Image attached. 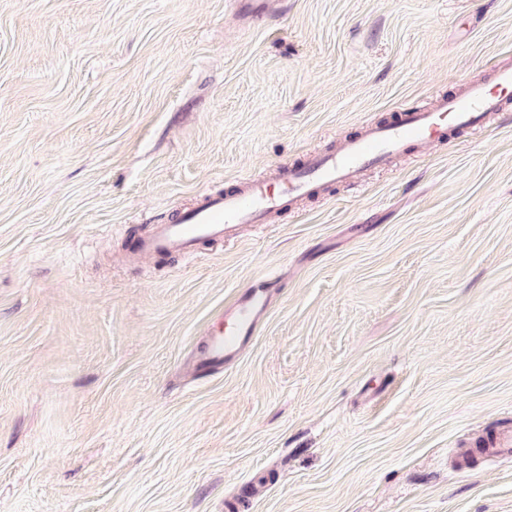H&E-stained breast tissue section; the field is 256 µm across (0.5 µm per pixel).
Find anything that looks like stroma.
<instances>
[{"label":"stroma","instance_id":"35a3bbf8","mask_svg":"<svg viewBox=\"0 0 512 512\" xmlns=\"http://www.w3.org/2000/svg\"><path fill=\"white\" fill-rule=\"evenodd\" d=\"M508 58L512 0H0V512H512L476 450L512 433V118L194 255L131 247ZM239 5V10L250 19L264 21L268 17L278 13L281 9L279 0H234ZM270 311V300L262 290L240 297L224 310V328L212 334L197 356L196 365L218 369L232 365L256 335Z\"/></svg>","mask_w":512,"mask_h":512}]
</instances>
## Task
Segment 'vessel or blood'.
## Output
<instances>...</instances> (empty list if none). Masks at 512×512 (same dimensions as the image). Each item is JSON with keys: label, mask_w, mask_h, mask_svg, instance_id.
<instances>
[{"label": "vessel or blood", "mask_w": 512, "mask_h": 512, "mask_svg": "<svg viewBox=\"0 0 512 512\" xmlns=\"http://www.w3.org/2000/svg\"><path fill=\"white\" fill-rule=\"evenodd\" d=\"M240 12L264 20L278 13L280 0H236ZM512 97V65H497L485 82L466 85L452 96L437 97L430 108L399 112L396 120L369 123L338 148L311 152L300 163L274 174L237 180L221 193L205 195L192 209L166 224L155 225L136 249L145 255L177 252L193 255L204 240L233 237L241 224H266L303 197L323 187L357 183L363 172L381 167L411 146H426L443 138L448 129L479 130L489 114L502 111ZM270 311L260 290L238 298L224 311V328L210 337L196 359L199 366L218 369L232 365L256 335Z\"/></svg>", "instance_id": "obj_1"}]
</instances>
